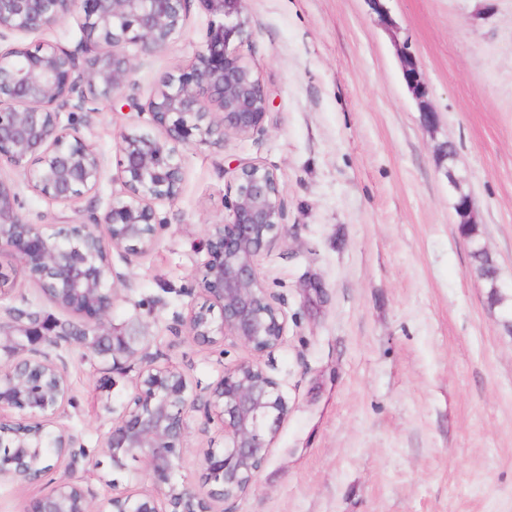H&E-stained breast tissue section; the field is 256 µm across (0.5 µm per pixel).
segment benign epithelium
Segmentation results:
<instances>
[{
  "label": "benign epithelium",
  "instance_id": "obj_1",
  "mask_svg": "<svg viewBox=\"0 0 512 512\" xmlns=\"http://www.w3.org/2000/svg\"><path fill=\"white\" fill-rule=\"evenodd\" d=\"M190 0H0V41L40 34L79 14L86 56L59 44L0 50V164L11 166L36 195L67 203L95 191L101 181L100 154L78 127L60 122L63 112H91L93 106L123 99L136 66L126 48L150 55L165 49L184 29ZM219 21L213 23L192 64L167 76L149 101L155 130L120 133L119 180L93 225H73L53 235L18 212L14 182L0 178V254L14 258L41 292L64 312L81 320L60 331L67 341L89 330L108 328L116 299L112 251L143 254L153 249L157 224L152 203L173 200L183 180L182 150L212 142L217 134L248 135L262 129L269 99L254 70L238 54L250 36L244 0H199ZM403 79L419 104L423 125L437 113L426 104V83L409 52L399 56ZM466 177L449 171L448 188L464 224L475 217ZM235 201L229 220L209 225L199 249L204 252L200 293L212 305L190 311L189 335L208 344L232 338L257 353L278 347L288 316L257 273L259 254L287 233L285 189L277 173L257 162L233 168ZM219 309L213 317L212 306ZM140 354L134 337L112 333V369ZM63 367L40 352L0 372V446L14 449L0 464V478L34 479L49 459L73 454L77 437L57 423L69 402ZM204 406L224 426V447L202 462L205 491L176 478L177 445L188 429L186 416ZM17 410L24 420L5 417ZM288 406L274 379L254 363L225 371L205 393L197 392L173 366L146 362L132 404L123 408L103 447L112 467L130 457L147 459L154 497L114 495L89 499L73 477L29 512H215L212 501L245 493L263 467L277 424Z\"/></svg>",
  "mask_w": 512,
  "mask_h": 512
}]
</instances>
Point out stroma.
I'll return each mask as SVG.
<instances>
[{"label":"stroma","instance_id":"1","mask_svg":"<svg viewBox=\"0 0 512 512\" xmlns=\"http://www.w3.org/2000/svg\"><path fill=\"white\" fill-rule=\"evenodd\" d=\"M246 0L252 35L239 48L269 97L262 131L185 151L175 201L153 205L154 248L113 252L112 317L142 339V355L113 369L85 344L56 348L70 384L58 419L81 438L76 468L0 481V512H27L70 475L88 498L151 492L143 458L113 470L101 443L115 407L135 394L145 359L201 387L237 364L259 365L288 412L251 489L224 512H512V331L489 309L458 232L439 145L456 149L482 242L512 292V0ZM213 21L192 0L183 33L139 57L126 94L135 108L74 113L104 160L95 192L68 203L19 184L20 215L54 228L91 222L120 191V132L152 125L160 81L187 66ZM412 52L437 112L424 127L399 66ZM272 168L285 187L286 238L257 271L282 303V344L257 353L234 340L203 346L180 332L200 302V240L227 217L237 161ZM318 289H310V282ZM32 307L64 319L33 279L17 275L0 310ZM174 463L189 487L223 446L218 421L187 416Z\"/></svg>","mask_w":512,"mask_h":512}]
</instances>
